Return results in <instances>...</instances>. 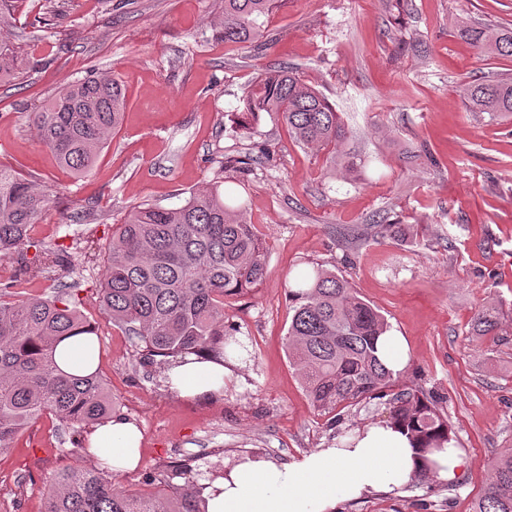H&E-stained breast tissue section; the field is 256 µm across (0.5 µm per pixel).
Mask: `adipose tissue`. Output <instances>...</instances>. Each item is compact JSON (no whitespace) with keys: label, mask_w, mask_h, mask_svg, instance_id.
Segmentation results:
<instances>
[{"label":"adipose tissue","mask_w":512,"mask_h":512,"mask_svg":"<svg viewBox=\"0 0 512 512\" xmlns=\"http://www.w3.org/2000/svg\"><path fill=\"white\" fill-rule=\"evenodd\" d=\"M165 375L180 397L204 400L221 395L229 372L223 362L190 355ZM141 439L134 421L115 417L91 428L87 451L118 475L139 467ZM464 465L458 448L425 450L392 421L368 422L287 462L241 454L225 462L203 497L207 512H335L339 501L394 492L422 473L456 482Z\"/></svg>","instance_id":"ef3b65f1"}]
</instances>
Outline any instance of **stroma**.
<instances>
[{"label":"stroma","mask_w":512,"mask_h":512,"mask_svg":"<svg viewBox=\"0 0 512 512\" xmlns=\"http://www.w3.org/2000/svg\"><path fill=\"white\" fill-rule=\"evenodd\" d=\"M222 0H27L12 22L22 73L0 85V164L50 193L36 241L67 246L77 309L97 331V366L112 413L142 431L139 469L119 483L143 490L188 467L197 487L241 453L281 462L388 419L382 399L313 407L288 360V284L322 265L342 275L403 336L409 366L397 389L437 396L467 464L456 483L416 478L400 492L339 502L336 512H471L488 481L487 460L512 448V122L468 111L460 84L512 77V58L457 38L454 19L512 27V0H281L269 42L224 45L212 26ZM297 68L340 112L344 152L363 166L357 182L332 174L301 148L280 114L236 123L261 74ZM114 74L124 120L83 175L62 170L33 128L40 111L89 69ZM253 157L249 174L226 159ZM248 204L267 248L257 288L224 300L253 356L232 365L222 396L183 399L141 363L134 339L102 315L98 288L112 236L133 206L174 207L205 183ZM387 224H416L400 242ZM57 269L26 282L0 260L8 298H48ZM498 311L500 335H471L473 315ZM83 425L44 417L0 454V512H42L50 477L86 460L70 455Z\"/></svg>","instance_id":"stroma-1"}]
</instances>
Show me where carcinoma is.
Returning a JSON list of instances; mask_svg holds the SVG:
<instances>
[{"label":"carcinoma","instance_id":"obj_1","mask_svg":"<svg viewBox=\"0 0 512 512\" xmlns=\"http://www.w3.org/2000/svg\"><path fill=\"white\" fill-rule=\"evenodd\" d=\"M23 0H0V84L18 78V51L4 24ZM279 0H224L214 28L226 44L260 43ZM457 34L495 57L512 58V28H491L467 15L454 20ZM459 96L471 112L512 120V77L466 83ZM126 109L122 83L91 74L69 85L33 125L40 144L75 176L99 157ZM261 112H278L293 141L326 154L331 170L355 180L358 164L338 150L347 134L328 99L287 68L258 78L244 98L241 128ZM49 194L19 172L0 166V260L27 264L33 248L42 262L70 273L67 248H44L30 229ZM247 203L212 184L190 193L175 207H132L112 237L99 299L106 320L141 343V359L173 361L194 354L224 359L239 344L235 328H224V297L257 287L267 273L264 241L245 217ZM292 317L286 335L288 359L300 374L314 407L332 412L344 403L384 395L398 376L376 355L377 339L388 330L382 313L361 299L350 283L319 265L288 284ZM493 309L474 317L476 336L499 335ZM92 334L77 307L58 296L12 302L0 293V451L36 420L50 416L66 425H90L112 415V398L98 374L69 373L56 360L59 342ZM390 418L406 427L421 448H442L453 440L436 401L419 390L402 389L390 399ZM490 479L473 512H512V450L489 463ZM184 479L168 493H130L97 468L72 464L49 483L43 512H206V501Z\"/></svg>","mask_w":512,"mask_h":512}]
</instances>
